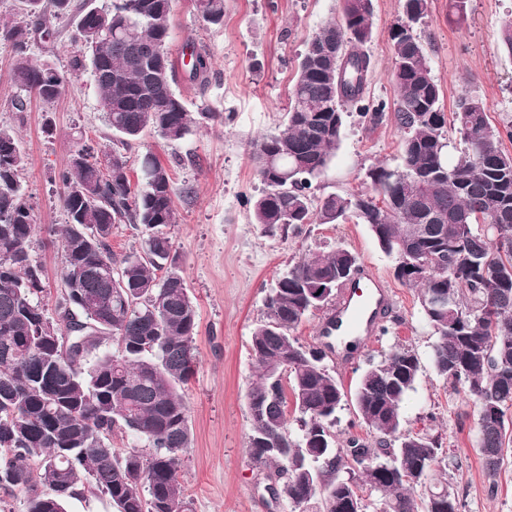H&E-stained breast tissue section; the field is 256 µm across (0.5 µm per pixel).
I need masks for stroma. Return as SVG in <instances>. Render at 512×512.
I'll return each instance as SVG.
<instances>
[{
	"mask_svg": "<svg viewBox=\"0 0 512 512\" xmlns=\"http://www.w3.org/2000/svg\"><path fill=\"white\" fill-rule=\"evenodd\" d=\"M404 0H373V36L364 46L372 71L366 94L394 102L390 77V28L403 16ZM340 0H225L224 22L203 26L191 0H175L169 50L181 58L186 42L206 51L211 73L206 87L178 81L175 92L193 112H218L210 123L180 142L146 132L133 154L152 151L165 163L183 195L174 202L177 222L170 229L185 263L189 294L197 312L198 364L185 388L193 442L181 481L194 512H289L276 505L262 472L247 453L250 420L247 394L257 379L251 357V329L264 315V299L282 272L311 250L344 245L372 266L394 293L396 309L386 335L358 351L349 367L334 368L347 398L336 424L338 440L369 437L355 421L351 397L370 360L398 345L415 351L422 374L401 408L402 428L440 436L448 451L445 474L464 504L463 512H512V456L489 482L475 448L477 407L462 388L438 376L432 354L436 338L424 319L417 290L393 276L392 261L376 245L366 225L308 224L300 233L282 234L252 221L261 184L251 162L252 144L283 124L297 62L311 34L339 17ZM512 16V0H466L458 14L454 0H431L417 27L432 72L441 86L444 112L473 91L488 107L497 127L512 123V57L500 48L501 26ZM53 36L35 39L32 59H53L70 69L73 24L50 20ZM13 55L0 50V125L17 129L26 155L22 183L34 207L42 245L35 256L50 290L60 286L62 257L50 232L64 222L61 190L50 176L73 150L78 137L111 145L99 95L89 71H80L52 103L22 97L12 80ZM24 99V112L13 104ZM400 164V134L392 122L372 126L351 118L331 164L316 183V196L370 191L369 168Z\"/></svg>",
	"mask_w": 512,
	"mask_h": 512,
	"instance_id": "obj_1",
	"label": "stroma"
}]
</instances>
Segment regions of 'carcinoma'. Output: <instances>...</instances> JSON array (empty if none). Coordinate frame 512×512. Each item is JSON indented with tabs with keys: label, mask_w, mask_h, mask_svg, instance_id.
<instances>
[{
	"label": "carcinoma",
	"mask_w": 512,
	"mask_h": 512,
	"mask_svg": "<svg viewBox=\"0 0 512 512\" xmlns=\"http://www.w3.org/2000/svg\"><path fill=\"white\" fill-rule=\"evenodd\" d=\"M27 16L48 10L18 0ZM174 0H51L50 15L76 21L75 68L89 66L114 148L78 138L54 172L65 224L61 289L50 300L33 254L36 219L21 183L25 156L16 131L0 127V487L27 493L25 512H67L69 500L107 497L117 512H192L180 471L191 447L184 388L197 364V314L168 227L179 193L168 168L147 151L131 179L125 150L147 130L176 143L217 118L191 112L173 89L179 74L203 88L209 56L191 44L179 68L168 51ZM206 26L224 21V0H193ZM430 0H404L406 20L389 31L393 110L366 98L371 68L372 0H342L341 18L318 28L298 62L287 119L254 143L263 184L255 224H367L383 253L410 265L395 277L421 290L424 316L437 336L433 365L461 385L478 408L476 448L494 480L512 451V127L489 120L485 100L466 93L446 116L425 45L407 33ZM37 29L0 18V48L14 54L16 85L46 103L72 74L28 56ZM340 42L337 81L324 77L322 44ZM372 125L393 122L401 134V169L367 171L372 192L314 194L352 114ZM455 138H450V135ZM130 224L140 247L112 251V227ZM359 266L337 245L306 254L264 300L253 328L258 380L250 388L247 448L273 499L291 512H338L350 494L368 490L370 512H462L458 494L432 509L437 436L402 431L400 406L421 366L398 347L372 362L354 391L356 414L375 440L351 436L336 447L337 412L346 397L319 347L294 336ZM329 292L317 299L315 289ZM54 307L49 314L48 306ZM117 349H106L110 341ZM293 415L299 432L290 428ZM133 434L119 450L112 437ZM430 492L415 494L417 485Z\"/></svg>",
	"instance_id": "carcinoma-1"
}]
</instances>
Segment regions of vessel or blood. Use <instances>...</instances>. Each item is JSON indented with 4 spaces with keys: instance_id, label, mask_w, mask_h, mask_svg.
<instances>
[{
    "instance_id": "obj_1",
    "label": "vessel or blood",
    "mask_w": 512,
    "mask_h": 512,
    "mask_svg": "<svg viewBox=\"0 0 512 512\" xmlns=\"http://www.w3.org/2000/svg\"><path fill=\"white\" fill-rule=\"evenodd\" d=\"M393 304L392 292L375 269L361 265L341 289L333 309L323 317L319 335L325 339L335 338L340 344L348 340L362 345L378 335Z\"/></svg>"
}]
</instances>
